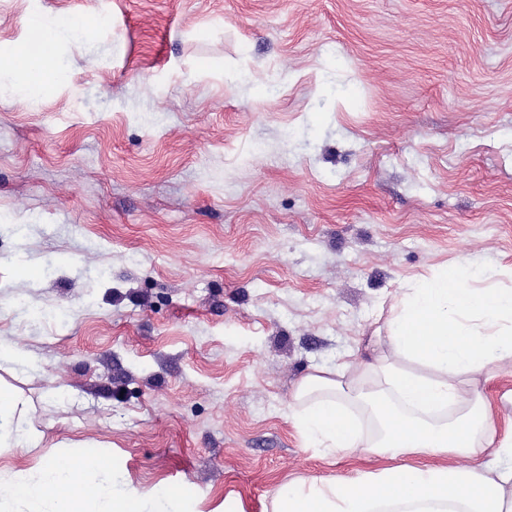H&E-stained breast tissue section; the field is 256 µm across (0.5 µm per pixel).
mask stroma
I'll list each match as a JSON object with an SVG mask.
<instances>
[{
    "instance_id": "1",
    "label": "stroma",
    "mask_w": 512,
    "mask_h": 512,
    "mask_svg": "<svg viewBox=\"0 0 512 512\" xmlns=\"http://www.w3.org/2000/svg\"><path fill=\"white\" fill-rule=\"evenodd\" d=\"M104 17L24 102L0 73V383L44 436L185 512L376 470L305 440L300 380L360 360L407 280L512 267V0H0Z\"/></svg>"
}]
</instances>
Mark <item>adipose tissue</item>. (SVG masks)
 I'll return each instance as SVG.
<instances>
[{"instance_id": "ef3b65f1", "label": "adipose tissue", "mask_w": 512, "mask_h": 512, "mask_svg": "<svg viewBox=\"0 0 512 512\" xmlns=\"http://www.w3.org/2000/svg\"><path fill=\"white\" fill-rule=\"evenodd\" d=\"M28 25L44 38L39 50L20 44L0 56V69L14 75L25 101L64 83L61 46L94 38L100 22L39 13ZM477 278L461 260L410 281L377 339L373 362L302 378L292 421L306 439L339 457L373 453L391 464L289 485L273 498L271 512H512V464L501 462L512 457V419L501 421L485 390L512 365V287L479 289ZM21 402L0 387V431L13 432L15 447L31 451L43 435L22 428ZM410 456L422 465H407ZM437 456L450 457V464H434ZM459 457L469 466L456 465ZM90 471L103 473L105 483L89 484ZM12 490L26 512H93L101 499L108 512H183L178 490L125 483L110 460L92 453L55 459L38 480L17 472Z\"/></svg>"}]
</instances>
